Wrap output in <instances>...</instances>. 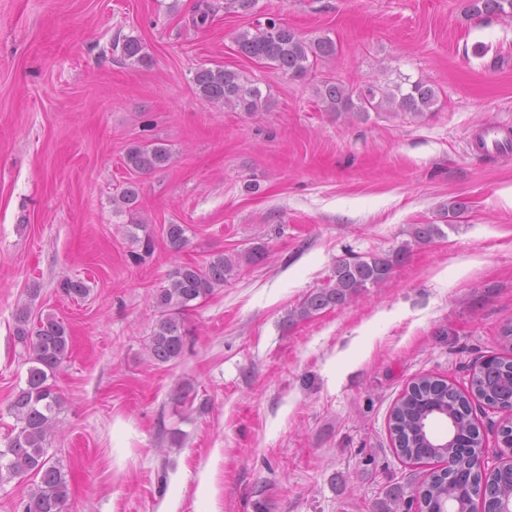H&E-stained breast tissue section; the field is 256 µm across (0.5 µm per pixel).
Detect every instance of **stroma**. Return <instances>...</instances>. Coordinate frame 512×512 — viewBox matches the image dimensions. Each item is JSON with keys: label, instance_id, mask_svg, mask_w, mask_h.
<instances>
[{"label": "stroma", "instance_id": "obj_1", "mask_svg": "<svg viewBox=\"0 0 512 512\" xmlns=\"http://www.w3.org/2000/svg\"><path fill=\"white\" fill-rule=\"evenodd\" d=\"M224 2L208 0L199 29L197 0H0V446L27 379L13 332L29 301L71 336L47 444L68 474L63 512H378L388 489L412 492L428 470L401 461L389 433L408 384L431 374L462 388L506 353L512 155H476L469 136L512 130V18L471 16L464 0ZM272 16L330 36L336 58L292 79L239 55L235 35ZM126 36L147 65L124 63ZM202 65L241 72L272 108L201 101ZM405 77L434 86L425 116L338 118L316 97L325 80ZM137 142L166 145L173 164L129 171ZM129 183L137 211L114 212ZM139 219L154 247L137 260L123 228ZM439 223L443 237L388 285L283 327L336 260L391 252L410 225ZM167 224L189 227L186 248H170ZM256 244L264 260L185 312L182 357L148 360L168 273ZM65 275L89 294L60 293Z\"/></svg>", "mask_w": 512, "mask_h": 512}]
</instances>
